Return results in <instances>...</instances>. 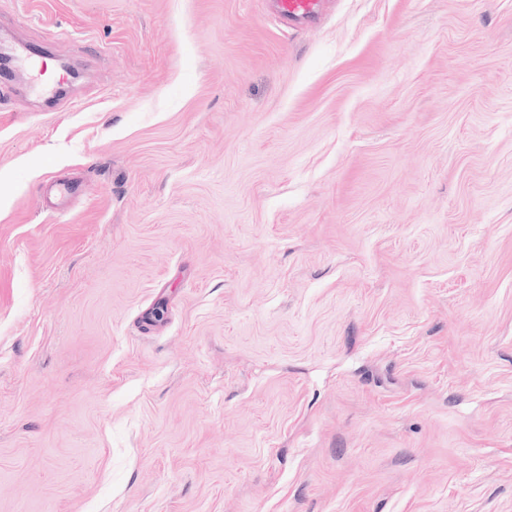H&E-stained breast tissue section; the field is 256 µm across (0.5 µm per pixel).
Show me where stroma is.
Segmentation results:
<instances>
[{
  "instance_id": "35a3bbf8",
  "label": "stroma",
  "mask_w": 512,
  "mask_h": 512,
  "mask_svg": "<svg viewBox=\"0 0 512 512\" xmlns=\"http://www.w3.org/2000/svg\"><path fill=\"white\" fill-rule=\"evenodd\" d=\"M273 2L0 0V512H512V0ZM323 0H277L278 14L288 21H304L320 13Z\"/></svg>"
}]
</instances>
